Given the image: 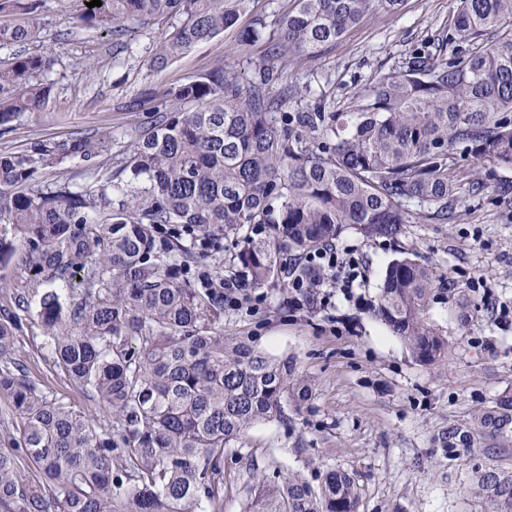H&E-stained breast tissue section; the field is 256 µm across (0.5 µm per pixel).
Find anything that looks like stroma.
Returning a JSON list of instances; mask_svg holds the SVG:
<instances>
[{"label":"stroma","instance_id":"35a3bbf8","mask_svg":"<svg viewBox=\"0 0 512 512\" xmlns=\"http://www.w3.org/2000/svg\"><path fill=\"white\" fill-rule=\"evenodd\" d=\"M292 0H252L236 24L199 43L165 67H152L157 29L136 35L128 51L112 53L110 35L81 31L65 36L59 0H46L35 51L54 60L47 73L49 101L0 129V153L26 143L79 136L97 128L150 127L155 115L142 103L151 85L183 81L216 68L251 71L262 44L242 35L254 15L276 16ZM455 0H404L400 11L367 13L326 50L290 62V108L325 102L353 110L374 80L404 72L412 58L455 56ZM96 62L87 71V62ZM448 177L460 189L455 218L447 224H405L397 240L369 238L346 229L340 247L357 248L366 284L360 303L337 299L326 309L292 311L284 288L264 289L251 311L224 312V333L243 336L271 356L287 360L312 383L304 404L287 401L282 419L249 428L224 451V512H244L245 489L255 477L297 474L319 484L325 471L352 475L357 512H477L469 493L475 473L512 471V448L501 450L472 423L474 414L512 395V170H490L458 158ZM479 191H471L473 182ZM409 257L447 278L432 299L428 324L448 340V354L432 365L415 362L402 340L372 317L390 262ZM483 278L488 291L472 288ZM16 357L47 397L107 420L53 365L37 323L18 334ZM471 433L467 445H445L449 428Z\"/></svg>","mask_w":512,"mask_h":512}]
</instances>
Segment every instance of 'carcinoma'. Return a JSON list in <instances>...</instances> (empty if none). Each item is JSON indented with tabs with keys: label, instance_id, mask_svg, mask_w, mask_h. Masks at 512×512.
Here are the masks:
<instances>
[{
	"label": "carcinoma",
	"instance_id": "1",
	"mask_svg": "<svg viewBox=\"0 0 512 512\" xmlns=\"http://www.w3.org/2000/svg\"><path fill=\"white\" fill-rule=\"evenodd\" d=\"M45 0H0V127L40 110L53 61L28 48ZM65 6L72 28L121 39L165 23L152 65L161 68L236 23L251 0H88ZM403 0H293L257 16L243 42L265 39L248 74L215 69L152 87L158 120L124 131L131 149L103 157L115 131L42 139L0 154V264L20 256L28 283L17 311L0 315V400L21 447L0 448V512H224V450L252 425L282 418L308 384L293 368L224 335L226 238L248 284L314 278L306 258L352 227L394 238L418 218L446 224L456 187L448 167L468 155L512 169V0H457L464 52L439 63L413 57L358 97L353 112L288 110L275 91L280 64L318 53L377 6ZM79 158L102 168L82 187L54 173ZM448 281L403 258L390 263L373 315L419 364L448 353L428 326L434 290ZM36 319L54 366L107 410L102 425L50 400L13 361L22 319ZM475 422L512 447V396ZM31 460L45 485L17 476ZM471 495L479 512H512V472L485 470ZM357 484L328 470L316 486L296 475L257 479L245 512H357Z\"/></svg>",
	"mask_w": 512,
	"mask_h": 512
}]
</instances>
